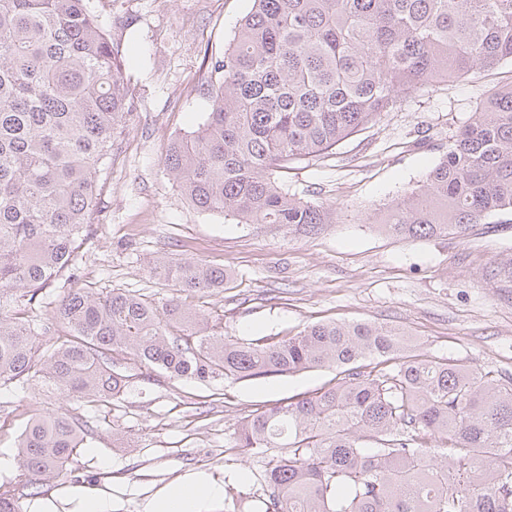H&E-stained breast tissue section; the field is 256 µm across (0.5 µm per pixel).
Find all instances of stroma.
<instances>
[{"label": "stroma", "mask_w": 512, "mask_h": 512, "mask_svg": "<svg viewBox=\"0 0 512 512\" xmlns=\"http://www.w3.org/2000/svg\"><path fill=\"white\" fill-rule=\"evenodd\" d=\"M107 33L120 39L128 115L114 135L107 185L80 248L72 284L169 296L151 276L158 255L224 266L232 289L186 297L225 336H291L321 321H368L403 329L410 351L455 360L512 381V212L466 235L398 239L378 232L382 211L420 184L450 140L497 88L512 62L424 88L340 143L300 165L291 192L332 210L334 221L305 234L278 224H241L185 202L164 169L170 140L210 109V66L223 58L252 0H92ZM128 386L94 419L91 450L65 477L45 481L23 512L55 503L75 512L85 493L111 495L112 512H143V501L187 475L226 487L209 512H259L267 456L234 449L244 417L326 386L315 369L233 381L149 377L128 364ZM24 408L0 386V493L21 492L15 461Z\"/></svg>", "instance_id": "stroma-1"}]
</instances>
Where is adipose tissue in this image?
<instances>
[{
    "instance_id": "1",
    "label": "adipose tissue",
    "mask_w": 512,
    "mask_h": 512,
    "mask_svg": "<svg viewBox=\"0 0 512 512\" xmlns=\"http://www.w3.org/2000/svg\"><path fill=\"white\" fill-rule=\"evenodd\" d=\"M222 494L220 484L202 475L181 479L146 499L143 512H205Z\"/></svg>"
}]
</instances>
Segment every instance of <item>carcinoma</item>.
Wrapping results in <instances>:
<instances>
[{"label":"carcinoma","instance_id":"obj_1","mask_svg":"<svg viewBox=\"0 0 512 512\" xmlns=\"http://www.w3.org/2000/svg\"><path fill=\"white\" fill-rule=\"evenodd\" d=\"M512 61V0H253L224 58L211 109L163 163L196 209L305 232L329 209L288 189L295 165L435 83ZM123 50L89 0H0V386L37 382L90 412L127 384V358L170 380H250L336 368L335 382L242 419V457L267 463V512H512V384L454 360L407 354L408 336L325 322L294 336L231 339L184 294L232 277L201 260L152 261L173 292L69 288L40 319L39 292L68 282L94 223L118 122L129 110ZM512 211V85L494 92L426 180L387 208L402 238L461 235ZM67 328L57 334L58 325ZM53 339L43 350L40 341ZM373 359L363 372L356 363ZM25 496L67 474L94 431L25 407Z\"/></svg>","mask_w":512,"mask_h":512}]
</instances>
